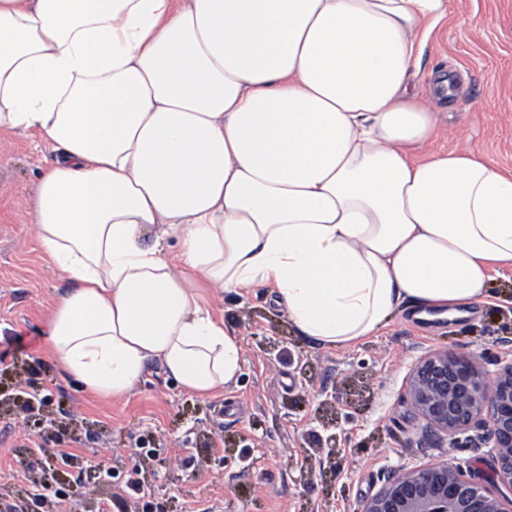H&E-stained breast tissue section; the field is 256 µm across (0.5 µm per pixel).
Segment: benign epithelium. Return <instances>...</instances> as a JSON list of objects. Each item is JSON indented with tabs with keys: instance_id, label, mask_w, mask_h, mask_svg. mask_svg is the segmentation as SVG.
Listing matches in <instances>:
<instances>
[{
	"instance_id": "obj_1",
	"label": "benign epithelium",
	"mask_w": 512,
	"mask_h": 512,
	"mask_svg": "<svg viewBox=\"0 0 512 512\" xmlns=\"http://www.w3.org/2000/svg\"><path fill=\"white\" fill-rule=\"evenodd\" d=\"M407 392L425 431L454 437L480 430L497 463L491 486L448 462L432 463L388 476L357 512H512V500L495 491L500 483L512 487V361L490 379L465 354L433 353L410 375Z\"/></svg>"
}]
</instances>
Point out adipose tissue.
I'll return each instance as SVG.
<instances>
[{
    "label": "adipose tissue",
    "instance_id": "obj_1",
    "mask_svg": "<svg viewBox=\"0 0 512 512\" xmlns=\"http://www.w3.org/2000/svg\"><path fill=\"white\" fill-rule=\"evenodd\" d=\"M447 0H0V133L53 161L27 201L71 282L48 353L128 395L203 397L239 339L194 291L268 289L327 346L399 308L455 316L512 269V175L443 134L412 62ZM176 241L177 253L167 249Z\"/></svg>",
    "mask_w": 512,
    "mask_h": 512
}]
</instances>
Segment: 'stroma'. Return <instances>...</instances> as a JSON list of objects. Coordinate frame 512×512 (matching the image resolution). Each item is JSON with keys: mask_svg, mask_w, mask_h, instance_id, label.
Wrapping results in <instances>:
<instances>
[{"mask_svg": "<svg viewBox=\"0 0 512 512\" xmlns=\"http://www.w3.org/2000/svg\"><path fill=\"white\" fill-rule=\"evenodd\" d=\"M450 20L426 42L414 67L420 88L454 79L449 132L424 154L464 144L512 172V0H448ZM51 155L17 134L0 147V485L27 512L18 466L31 441L47 452L36 478L88 493L71 512H356L389 473L444 461L466 476L491 473L489 445L425 434L406 381L428 354L451 350L486 371L512 355V271L490 283V298L468 316L429 321L396 311L377 335L347 347L303 336L267 289L239 296L200 287L202 305L224 319L242 347V374L201 398L149 367L132 393L102 402L48 357L43 331L67 280L45 262L25 201ZM47 396L24 413L18 372ZM73 453L70 464L54 454ZM109 448L112 477L93 479Z\"/></svg>", "mask_w": 512, "mask_h": 512, "instance_id": "stroma-1", "label": "stroma"}]
</instances>
